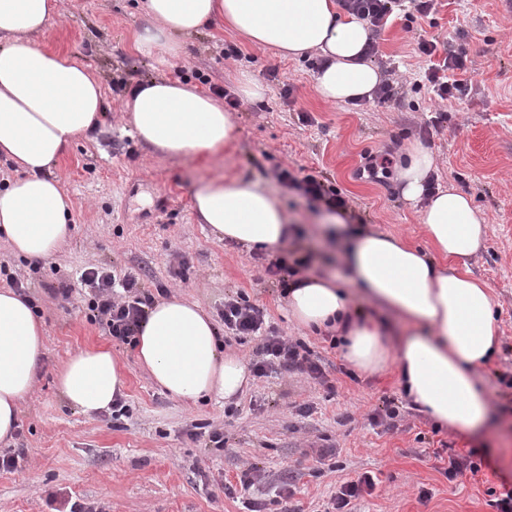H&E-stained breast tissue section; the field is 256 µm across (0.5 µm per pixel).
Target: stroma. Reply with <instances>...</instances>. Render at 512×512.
Here are the masks:
<instances>
[{"label": "stroma", "mask_w": 512, "mask_h": 512, "mask_svg": "<svg viewBox=\"0 0 512 512\" xmlns=\"http://www.w3.org/2000/svg\"><path fill=\"white\" fill-rule=\"evenodd\" d=\"M145 24L138 0H65L63 18L37 37L90 66L104 102L94 135L71 144L54 170L73 204L67 241L37 265L0 241V260L29 284L46 341L12 442L24 454L15 469L0 470V512H52L70 499L93 512H333L338 487L364 473L376 484L354 512H499L496 495L512 489V386L498 379L512 366V0H435L428 16L393 15L376 39L375 62L394 93L384 105L322 102L317 57L284 60L217 24L182 37L180 53L158 61L135 47ZM424 39L465 55L464 102L437 101L425 78L429 59L417 50ZM228 46L237 54L222 58ZM243 70L265 92L233 108L234 138L223 154L167 160L131 135L125 103L140 82L165 77L234 95ZM442 109L447 119H439ZM411 143L436 155V184L471 196L489 224L471 269L496 294L503 342L478 370L499 412L479 435L438 426L412 407L395 365L359 371L334 337L289 324L286 286L265 272L285 254L303 273L348 276L321 236L324 204L283 188L276 180L283 168L305 169L340 191L353 229L426 246L421 205L402 199L394 175L363 171L384 153L399 162ZM225 174L275 195L288 214L286 242L250 250L216 241L198 222L196 183ZM93 266L137 276L151 293L163 287L196 300L216 320L226 299L245 296L279 335L307 345L326 379L272 371L229 404L171 398L138 364L133 345L87 320L79 276ZM64 285L72 290L66 302L54 295ZM94 344L110 346L123 366V416L76 412L58 392L57 369ZM388 406L399 412L390 421L382 418ZM216 429L224 434L219 449L208 438ZM323 448L332 456L319 457ZM473 448L483 457L480 472L448 478L449 450ZM247 476L253 485L244 491ZM287 483L295 489L289 499Z\"/></svg>", "instance_id": "stroma-1"}]
</instances>
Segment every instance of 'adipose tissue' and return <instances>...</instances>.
I'll return each instance as SVG.
<instances>
[{"label": "adipose tissue", "instance_id": "obj_1", "mask_svg": "<svg viewBox=\"0 0 512 512\" xmlns=\"http://www.w3.org/2000/svg\"><path fill=\"white\" fill-rule=\"evenodd\" d=\"M62 0H0V156L14 179L0 189V233L16 255L49 259L69 234L71 199L52 173L66 149L89 136L103 105L99 78L88 66L39 46L35 37L61 12ZM150 20L137 34L139 51L177 55L179 39L222 21L251 46L298 60L320 59L318 96L329 103L372 98L381 74L363 50L365 24L340 17L336 0H140ZM134 134L167 158L218 156L233 139L232 116L218 98L177 80L154 78L126 103ZM436 167L430 150L413 143L397 166L403 199L424 202L429 250L380 232H354L344 261L350 285L332 276L292 281L288 318L335 333L346 360L376 372L396 364L407 399L435 423L479 432L492 401L478 367L501 349L491 288L474 277L470 259L483 247L487 224L471 197L455 187L428 193ZM199 223L216 240L247 248L273 247L288 236V215L257 183L219 177L193 192ZM398 324L382 329L353 303L349 286ZM136 357L170 396L230 402L248 383L247 365L222 351L218 328L198 303L181 298L150 306L136 335ZM45 352L40 319L25 296L0 290V444L14 439L20 403L36 381ZM125 387L111 348L78 351L57 373V388L77 410H110Z\"/></svg>", "mask_w": 512, "mask_h": 512}]
</instances>
